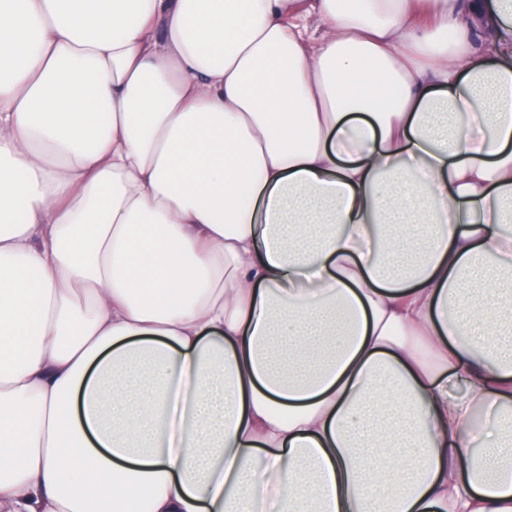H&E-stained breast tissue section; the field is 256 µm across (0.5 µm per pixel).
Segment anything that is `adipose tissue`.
Masks as SVG:
<instances>
[{"label": "adipose tissue", "mask_w": 512, "mask_h": 512, "mask_svg": "<svg viewBox=\"0 0 512 512\" xmlns=\"http://www.w3.org/2000/svg\"><path fill=\"white\" fill-rule=\"evenodd\" d=\"M512 0H0V512H512Z\"/></svg>", "instance_id": "adipose-tissue-1"}]
</instances>
